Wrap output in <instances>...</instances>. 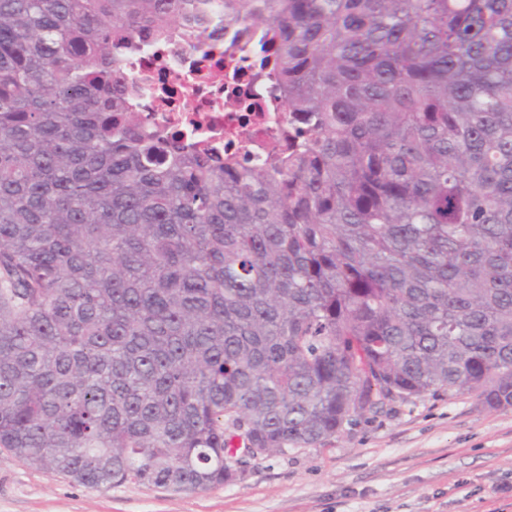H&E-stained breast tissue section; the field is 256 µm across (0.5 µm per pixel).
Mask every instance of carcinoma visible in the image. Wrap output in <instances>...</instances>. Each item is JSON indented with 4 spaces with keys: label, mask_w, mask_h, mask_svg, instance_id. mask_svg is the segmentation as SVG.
I'll list each match as a JSON object with an SVG mask.
<instances>
[{
    "label": "carcinoma",
    "mask_w": 512,
    "mask_h": 512,
    "mask_svg": "<svg viewBox=\"0 0 512 512\" xmlns=\"http://www.w3.org/2000/svg\"><path fill=\"white\" fill-rule=\"evenodd\" d=\"M309 135L148 130L211 0H0V450L205 490L396 399L512 408V0H222Z\"/></svg>",
    "instance_id": "carcinoma-1"
}]
</instances>
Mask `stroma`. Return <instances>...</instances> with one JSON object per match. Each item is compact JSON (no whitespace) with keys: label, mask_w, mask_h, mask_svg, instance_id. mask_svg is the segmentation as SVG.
Returning <instances> with one entry per match:
<instances>
[{"label":"stroma","mask_w":512,"mask_h":512,"mask_svg":"<svg viewBox=\"0 0 512 512\" xmlns=\"http://www.w3.org/2000/svg\"><path fill=\"white\" fill-rule=\"evenodd\" d=\"M0 512H512V408L467 395L399 400L325 445L196 492L90 488L1 451Z\"/></svg>","instance_id":"stroma-1"}]
</instances>
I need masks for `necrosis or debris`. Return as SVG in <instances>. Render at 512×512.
Listing matches in <instances>:
<instances>
[{
  "label": "necrosis or debris",
  "mask_w": 512,
  "mask_h": 512,
  "mask_svg": "<svg viewBox=\"0 0 512 512\" xmlns=\"http://www.w3.org/2000/svg\"><path fill=\"white\" fill-rule=\"evenodd\" d=\"M199 25L205 34L198 47L160 46L125 61L128 77L146 87L138 110L150 125L174 131L205 120L216 145L264 156L286 116L284 104L249 58L231 52L229 37L211 18L202 17ZM237 88L250 89L251 111H239L230 97Z\"/></svg>",
  "instance_id": "1"
}]
</instances>
